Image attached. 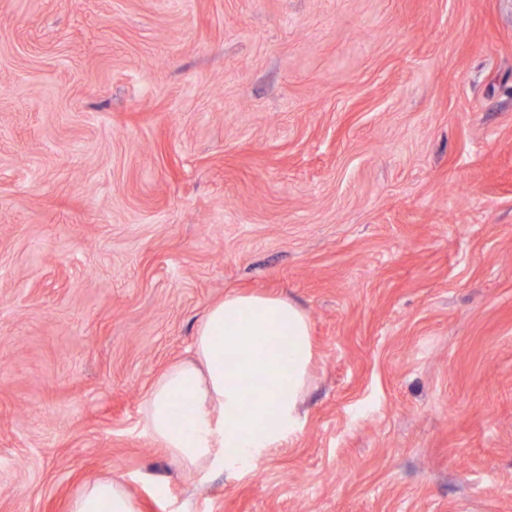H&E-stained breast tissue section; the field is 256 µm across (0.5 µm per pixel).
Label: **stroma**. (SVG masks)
<instances>
[{
    "label": "stroma",
    "instance_id": "obj_1",
    "mask_svg": "<svg viewBox=\"0 0 512 512\" xmlns=\"http://www.w3.org/2000/svg\"><path fill=\"white\" fill-rule=\"evenodd\" d=\"M292 298L297 436L204 486L154 379ZM512 512V0H0V512ZM123 477L93 479L71 500L69 512H138Z\"/></svg>",
    "mask_w": 512,
    "mask_h": 512
}]
</instances>
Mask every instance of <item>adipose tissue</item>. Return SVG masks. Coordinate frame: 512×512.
I'll return each instance as SVG.
<instances>
[{
	"label": "adipose tissue",
	"instance_id": "ef3b65f1",
	"mask_svg": "<svg viewBox=\"0 0 512 512\" xmlns=\"http://www.w3.org/2000/svg\"><path fill=\"white\" fill-rule=\"evenodd\" d=\"M314 359L306 313L283 295L226 294L199 323L189 358L167 367L142 408L150 434L181 472L234 477L300 430ZM259 384L245 402L241 384ZM69 512H138L123 477L93 479Z\"/></svg>",
	"mask_w": 512,
	"mask_h": 512
}]
</instances>
